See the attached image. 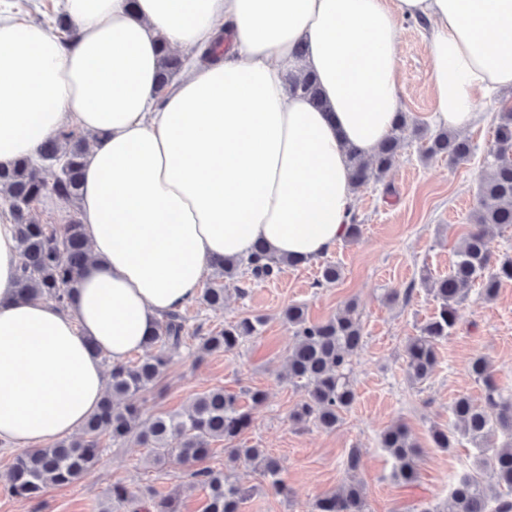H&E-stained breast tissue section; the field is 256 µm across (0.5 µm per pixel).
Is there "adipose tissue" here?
I'll return each instance as SVG.
<instances>
[{"instance_id": "adipose-tissue-1", "label": "adipose tissue", "mask_w": 512, "mask_h": 512, "mask_svg": "<svg viewBox=\"0 0 512 512\" xmlns=\"http://www.w3.org/2000/svg\"><path fill=\"white\" fill-rule=\"evenodd\" d=\"M78 29L0 22V167L64 125L95 137L81 221L91 260L68 309L18 293L15 227L0 223V443L39 448L82 428L159 320L193 301L212 260L263 242L306 262L353 212L348 147L372 156L395 126L398 27L429 26L433 119L475 123L512 90V0H66ZM223 60L201 58L220 32ZM185 69L156 104L160 42ZM304 57H297L298 46ZM314 74L327 102L288 88Z\"/></svg>"}]
</instances>
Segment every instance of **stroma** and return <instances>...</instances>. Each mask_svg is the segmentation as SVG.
<instances>
[{"label":"stroma","mask_w":512,"mask_h":512,"mask_svg":"<svg viewBox=\"0 0 512 512\" xmlns=\"http://www.w3.org/2000/svg\"><path fill=\"white\" fill-rule=\"evenodd\" d=\"M399 41L402 109L430 126L435 103L426 24L402 20ZM500 101L497 95L481 101L478 109L487 113V120L461 130L472 147L464 161L424 158L420 139L405 129L390 171L355 193L357 238L341 240L309 263L283 267L273 281H225L223 310L215 312L196 301L184 307L192 329L209 330L242 317L264 320L260 334L233 352L201 357L196 346L181 348L167 372L143 394L145 411L157 415L178 411L214 387L240 395L244 406L249 400L242 390L267 392L266 402L253 408L252 425L242 441L279 461L287 493L269 492L253 466H230L223 443H213L204 461L214 469H231L254 487L242 512H313L318 497L353 479L365 486L367 512H418L422 505L443 501L453 479L473 468L475 451L467 439L443 450L432 447L430 430L454 428L451 408L457 398L482 402L483 387L467 370L475 356L489 360L504 393L512 394V282L504 283L493 300L474 293L459 306L457 326L439 344L435 369L424 382L411 380L406 346L437 310L425 277L448 275L468 230ZM328 264L336 265L341 277L324 285L320 279ZM242 287L247 290L243 296L238 293ZM292 304L305 307L312 322L349 309L361 323L362 345L350 373L356 399L335 428L290 418L305 397L304 390L285 378L296 342L295 329L284 317ZM395 423L405 424L419 446V477L412 484L395 477L394 460L380 442L381 432ZM352 448L360 462L350 473L345 459ZM116 483L134 492L178 489L182 512H203L205 494L190 486L185 466L174 459L153 466L148 449L133 443L106 448L83 479L50 488L35 500L15 498L0 483V512H96Z\"/></svg>","instance_id":"obj_1"}]
</instances>
